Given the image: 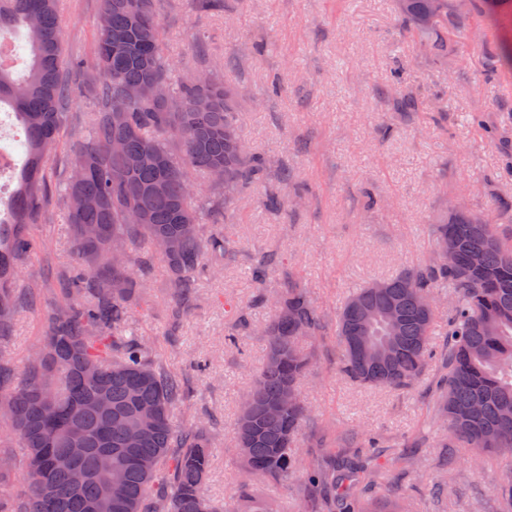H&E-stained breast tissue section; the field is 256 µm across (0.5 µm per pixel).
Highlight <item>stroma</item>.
I'll return each instance as SVG.
<instances>
[{"mask_svg": "<svg viewBox=\"0 0 512 512\" xmlns=\"http://www.w3.org/2000/svg\"><path fill=\"white\" fill-rule=\"evenodd\" d=\"M166 52L188 71L211 69L240 93L243 140L271 159L224 232L233 243L220 276L196 288L176 309L169 277L155 263L135 326L167 368L187 374L188 398L175 409L182 429L208 422L214 437L206 492L237 499L243 471L235 423L266 353L264 326L276 314L258 305L248 271L269 259L264 287L300 278L327 322L348 295L369 283L429 261L430 228L449 201L472 213L512 206V75L483 81L486 44L438 62L419 54L393 0H153ZM100 0H60L66 59L94 54ZM404 71L401 91L424 101L418 112L397 110L389 90L393 67ZM302 197L300 206L268 208L266 197ZM35 227L38 250L20 282L33 294L22 306L5 354L22 369L43 331L50 294L42 282L69 269L71 238L58 208ZM240 329V347L225 345ZM316 363L299 384L308 410L298 436L299 463L308 465L337 436L357 444L377 437L390 460L369 498L395 512H495L492 483L512 458L474 462L470 448L443 459L435 440L429 388L435 368L418 386L398 392L359 384L341 365L335 333L302 340Z\"/></svg>", "mask_w": 512, "mask_h": 512, "instance_id": "stroma-1", "label": "stroma"}]
</instances>
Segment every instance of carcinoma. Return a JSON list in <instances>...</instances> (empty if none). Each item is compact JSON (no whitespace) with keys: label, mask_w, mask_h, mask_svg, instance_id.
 <instances>
[{"label":"carcinoma","mask_w":512,"mask_h":512,"mask_svg":"<svg viewBox=\"0 0 512 512\" xmlns=\"http://www.w3.org/2000/svg\"><path fill=\"white\" fill-rule=\"evenodd\" d=\"M419 51L440 61L479 37L482 24L512 27V0H395ZM0 110L23 127L25 159L6 216L0 217V345L22 307L21 264L36 250L33 227L53 204L73 237L72 270L51 286L44 335L20 373L0 363V419L25 450L26 470L0 454V512H234L204 486L213 436L205 424L175 429L185 398L183 374L150 359V343L132 329L147 288L145 251L165 263L170 286L191 296L199 279L220 273L231 240L207 229L196 177L218 195L229 221L270 160L248 151L239 134L237 93L210 70L183 71L165 54L151 0H101L92 59L67 61L58 0H0ZM512 73V35L497 44L486 79ZM95 99L89 132L68 143V109L77 86ZM69 146V172L58 177V152ZM512 208L485 217L462 209L433 225L434 241L456 249L454 266L436 254L400 276L354 291L336 316L343 371L367 385L412 390L432 355L436 312L417 294L453 297L439 349L435 420L440 448L467 446L512 456ZM275 317L264 328L265 363L240 411L235 433L247 471L240 499L251 512L250 475L288 480L300 474L293 512H388V503L358 495L374 453L339 449L296 470L306 418L299 380L312 356L299 340L320 336L326 320L301 280L260 294ZM399 318L393 331L384 312ZM359 341L383 362L353 348ZM107 400L105 408L95 399ZM140 431L128 445L129 430ZM57 459L72 468L35 472ZM86 475L78 489L72 470ZM25 485L14 493L15 481ZM494 492L512 509V473Z\"/></svg>","instance_id":"cac0c4a2"}]
</instances>
